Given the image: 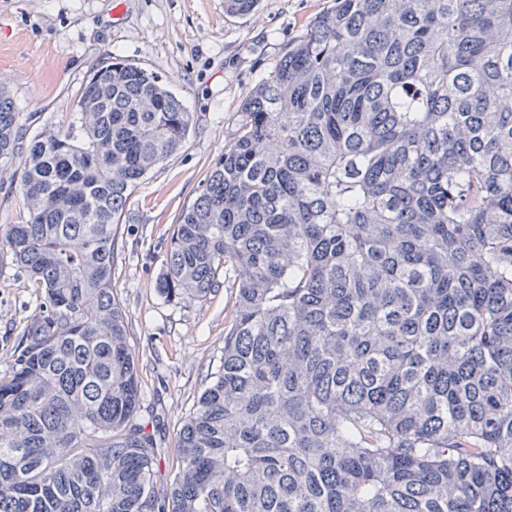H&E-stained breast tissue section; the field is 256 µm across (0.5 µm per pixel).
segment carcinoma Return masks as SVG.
Masks as SVG:
<instances>
[{
	"instance_id": "1",
	"label": "carcinoma",
	"mask_w": 512,
	"mask_h": 512,
	"mask_svg": "<svg viewBox=\"0 0 512 512\" xmlns=\"http://www.w3.org/2000/svg\"><path fill=\"white\" fill-rule=\"evenodd\" d=\"M241 113L157 285L235 289L168 481L112 280L193 113L114 58L22 148L0 90L28 210L0 257L39 298L0 376V512H512V0H334Z\"/></svg>"
}]
</instances>
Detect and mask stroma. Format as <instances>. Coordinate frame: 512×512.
<instances>
[{
  "mask_svg": "<svg viewBox=\"0 0 512 512\" xmlns=\"http://www.w3.org/2000/svg\"><path fill=\"white\" fill-rule=\"evenodd\" d=\"M332 0H260L245 17L224 0H0V84L28 135L60 122L93 68L116 57L156 73L194 122L183 147L132 191L122 216L125 252L114 291L140 358L139 421L162 438L159 469L178 466L175 433L216 372L231 290L173 302L157 284L179 213L237 134L243 101ZM38 301L10 262L0 263V375Z\"/></svg>",
  "mask_w": 512,
  "mask_h": 512,
  "instance_id": "obj_1",
  "label": "stroma"
}]
</instances>
